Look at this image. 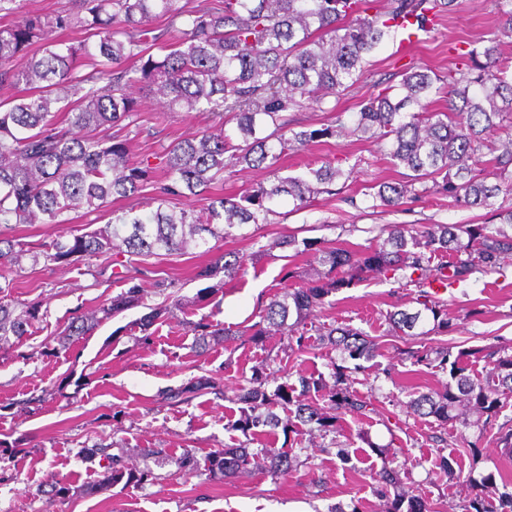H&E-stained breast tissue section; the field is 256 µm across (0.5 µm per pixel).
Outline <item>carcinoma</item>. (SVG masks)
Returning <instances> with one entry per match:
<instances>
[{
    "mask_svg": "<svg viewBox=\"0 0 512 512\" xmlns=\"http://www.w3.org/2000/svg\"><path fill=\"white\" fill-rule=\"evenodd\" d=\"M200 0L187 8L179 0H66L52 16L24 14L0 28V86L24 85V94L0 105V226L58 224L66 213L98 210L119 198L154 189L151 210L112 211L104 231L61 235L35 250L0 232V265L22 268L23 259L71 264L114 248L131 257L179 253L192 244L213 254L201 276L224 273L232 280L247 256L217 252V243L248 224H270L274 204L287 197L294 210L310 205L345 176L330 162L300 175H280L287 152H299L336 133L328 125L311 128L292 123L295 108H323L363 75L365 57L399 29L407 38L430 32L439 13L455 0ZM504 35L512 34V0H494ZM71 30L77 40H61ZM39 46L41 55L31 54ZM500 44L469 48L468 71L443 80L427 69L408 68L397 85L386 87L356 113L354 132L383 140L391 163L411 174L400 182L370 187L372 207H395L434 191L488 209L497 224L393 225L380 231L375 244L353 249L346 242L321 238L274 237L257 254L293 250L292 257L312 253L317 266L283 268V292L261 306L259 321L248 329L261 344L273 334L287 337L294 353L308 350L307 328L312 310L325 299L372 273L409 278L425 298L415 312L385 315L391 336L422 338L446 335L455 328L444 303L430 291L435 281L448 288L476 270L494 271L512 254V208L494 207L502 187L512 188V139L501 143L491 135L512 116V73L501 59ZM149 88L167 112H206L211 124L191 138L174 141L159 155L160 165L143 158L129 160V138L112 135L115 126H139L135 87ZM445 107L431 108V94ZM104 135L91 137L88 130ZM493 153L488 169L472 160L483 150ZM229 158H224L225 153ZM265 171L269 177L242 195L213 196L217 184L240 170ZM183 197L189 208L169 207ZM452 257L432 265L437 257ZM127 290L102 309L115 316L141 306L143 285L135 277ZM219 282L191 300L179 298L172 308L183 311L219 289ZM41 303L21 311L0 299V345L20 339L39 322ZM97 318L74 316L58 338L66 346L95 328ZM196 348L236 336L231 328L205 321L189 323ZM320 341L341 350L334 363L333 383L322 374L301 372L298 385L268 390L270 374L256 371L235 394L240 418L232 427L243 434L268 438L277 434L280 406L322 436L342 430L346 415L358 419L375 412L371 402L350 390L352 374L364 369L381 349L377 339L345 327H314ZM482 355L489 376L477 381L466 373L448 347L404 350L412 365L437 364L449 370L452 384L442 391L421 393L409 403L412 413L446 424L460 407L474 403L493 416L501 396L512 393V355ZM214 389L212 377L201 375L166 392L171 403H185ZM85 458L107 462L100 477L87 483V496L122 483L144 485L158 479L166 466L162 448L144 452V466L126 463L120 453L95 444ZM207 471L215 479L234 476L248 466L285 476L295 470L288 452L269 445L248 452L226 448L208 456ZM375 491L387 500V512H431L420 494L391 493L395 472L371 474Z\"/></svg>",
    "mask_w": 512,
    "mask_h": 512,
    "instance_id": "obj_1",
    "label": "carcinoma"
}]
</instances>
